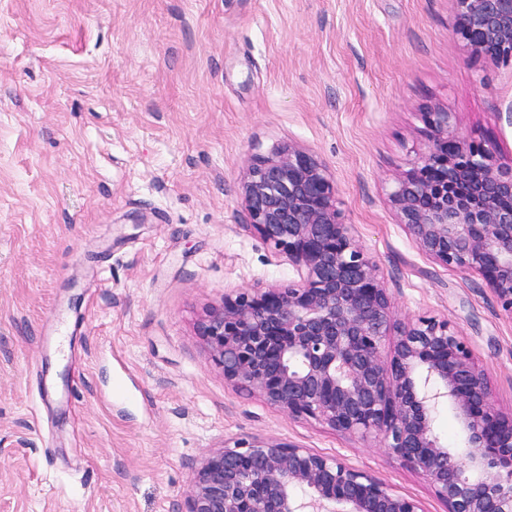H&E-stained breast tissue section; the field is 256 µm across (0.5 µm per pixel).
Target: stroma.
I'll use <instances>...</instances> for the list:
<instances>
[{
	"mask_svg": "<svg viewBox=\"0 0 512 512\" xmlns=\"http://www.w3.org/2000/svg\"><path fill=\"white\" fill-rule=\"evenodd\" d=\"M512 66L450 0H0V512H186L211 448L271 437L448 512L379 447L225 383L196 334L295 273L253 229L250 164L304 148L402 317L456 322L512 409V319L416 249L388 201L424 112L512 157Z\"/></svg>",
	"mask_w": 512,
	"mask_h": 512,
	"instance_id": "stroma-1",
	"label": "stroma"
}]
</instances>
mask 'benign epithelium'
I'll list each match as a JSON object with an SVG mask.
<instances>
[{"mask_svg": "<svg viewBox=\"0 0 512 512\" xmlns=\"http://www.w3.org/2000/svg\"><path fill=\"white\" fill-rule=\"evenodd\" d=\"M468 50L512 63V0H451ZM430 146L389 201L418 251L481 275L512 318V162L467 144L451 113H424ZM250 226L297 272L237 288L197 323L224 381L292 418L380 439L430 482L448 512H512V412L499 407L459 329L400 319L377 266L336 207L326 166L297 147L255 161L242 186ZM448 408L461 446L436 427ZM187 512H423L339 455L240 438L195 466Z\"/></svg>", "mask_w": 512, "mask_h": 512, "instance_id": "benign-epithelium-1", "label": "benign epithelium"}]
</instances>
